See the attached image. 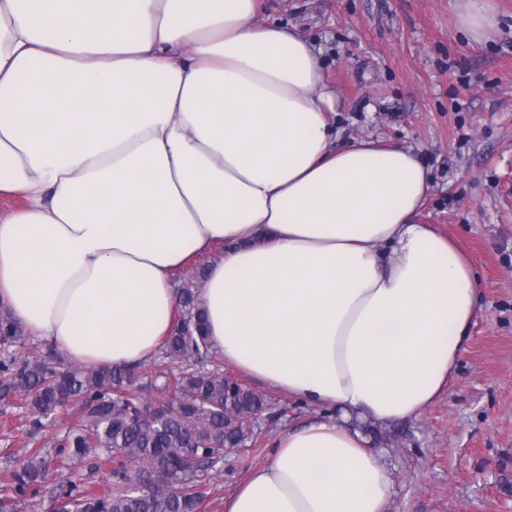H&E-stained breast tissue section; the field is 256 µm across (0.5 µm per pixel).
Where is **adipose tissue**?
Instances as JSON below:
<instances>
[{"label":"adipose tissue","mask_w":512,"mask_h":512,"mask_svg":"<svg viewBox=\"0 0 512 512\" xmlns=\"http://www.w3.org/2000/svg\"><path fill=\"white\" fill-rule=\"evenodd\" d=\"M261 0H0V307L77 364L154 358L173 274L225 363L322 417L280 431L224 512H385L359 423L445 394L479 310L460 246L417 223L431 178L343 140L320 47ZM477 42L493 0H467Z\"/></svg>","instance_id":"1"}]
</instances>
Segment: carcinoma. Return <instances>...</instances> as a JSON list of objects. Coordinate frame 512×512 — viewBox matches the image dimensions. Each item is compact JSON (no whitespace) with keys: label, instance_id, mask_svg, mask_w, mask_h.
I'll use <instances>...</instances> for the list:
<instances>
[{"label":"carcinoma","instance_id":"1","mask_svg":"<svg viewBox=\"0 0 512 512\" xmlns=\"http://www.w3.org/2000/svg\"><path fill=\"white\" fill-rule=\"evenodd\" d=\"M197 288L180 289L183 312L164 344L178 371H161L154 385L162 398L150 405L139 392V368L80 366L60 356L51 362L10 351L25 345L23 330L0 308V401L20 396L31 426L52 424L59 412L78 406L81 424L56 441L64 467L95 458L112 465L115 490L96 494L75 480L52 491L59 512H198L195 482L224 462V451L252 438L246 414L270 410L265 395L224 378L223 358L209 349ZM46 460L35 449L0 474V512H15L42 497Z\"/></svg>","mask_w":512,"mask_h":512}]
</instances>
